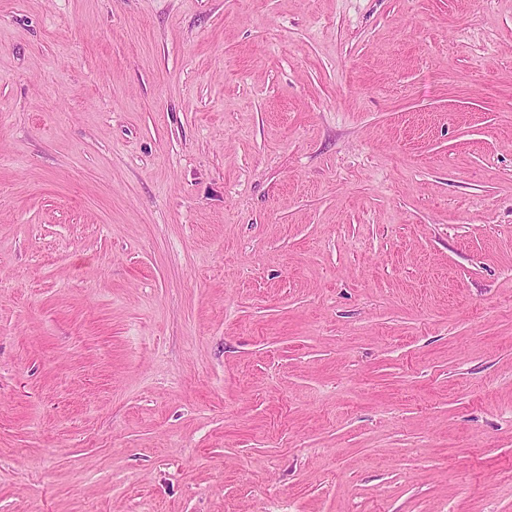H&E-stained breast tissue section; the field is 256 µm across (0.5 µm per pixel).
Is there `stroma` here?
Instances as JSON below:
<instances>
[{
  "mask_svg": "<svg viewBox=\"0 0 512 512\" xmlns=\"http://www.w3.org/2000/svg\"><path fill=\"white\" fill-rule=\"evenodd\" d=\"M0 512H512V0H0Z\"/></svg>",
  "mask_w": 512,
  "mask_h": 512,
  "instance_id": "35a3bbf8",
  "label": "stroma"
}]
</instances>
